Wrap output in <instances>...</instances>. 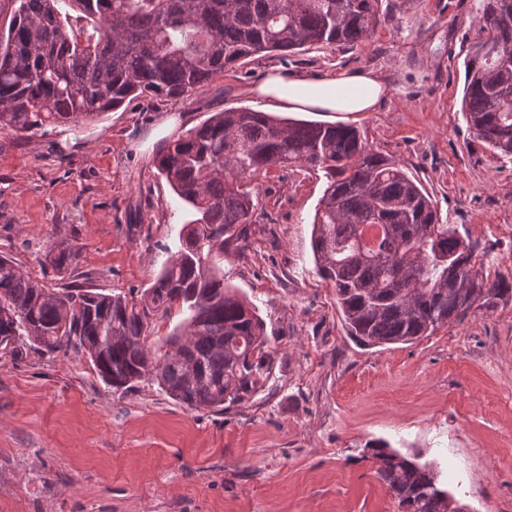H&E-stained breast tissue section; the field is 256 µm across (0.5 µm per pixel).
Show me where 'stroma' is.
Here are the masks:
<instances>
[{
    "label": "stroma",
    "mask_w": 512,
    "mask_h": 512,
    "mask_svg": "<svg viewBox=\"0 0 512 512\" xmlns=\"http://www.w3.org/2000/svg\"><path fill=\"white\" fill-rule=\"evenodd\" d=\"M480 2L415 0L354 47L258 56L191 96L137 99L77 127L0 129V255L53 290L140 292L185 221L155 168L165 144L212 113L264 110L250 90L270 70L364 69L388 88L377 111L303 120L357 128L468 234L480 272L512 274V161L461 112ZM252 185L255 222L223 269L265 324L266 389L190 410L149 377L114 390L73 353L0 354V512H399L375 474L376 443L431 464L470 512H512V297L415 343L365 346L315 272L324 178L275 166ZM61 243L78 256L59 271L45 254Z\"/></svg>",
    "instance_id": "obj_1"
}]
</instances>
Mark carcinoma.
<instances>
[{"mask_svg":"<svg viewBox=\"0 0 512 512\" xmlns=\"http://www.w3.org/2000/svg\"><path fill=\"white\" fill-rule=\"evenodd\" d=\"M0 30V128L27 135L76 125L138 98H177L260 54L354 47L413 0H13ZM464 63L462 112L495 154L512 159V0H483ZM274 165L321 172L311 249L336 290L350 336L407 344L512 295V278L475 270L473 245L442 222L430 194L349 126L286 121L250 108L216 112L160 153L156 168L189 207L179 247L136 297L70 285L57 292L0 256V349L88 358L130 389L151 374L190 410L224 411L267 387L273 360L253 304L224 283V249L247 237L251 180ZM377 236L368 241L364 227ZM72 246L51 248L57 270ZM183 321L151 350L148 330L173 308ZM400 512H449L437 474L373 449Z\"/></svg>","mask_w":512,"mask_h":512,"instance_id":"1","label":"carcinoma"}]
</instances>
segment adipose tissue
<instances>
[{"label": "adipose tissue", "instance_id": "adipose-tissue-1", "mask_svg": "<svg viewBox=\"0 0 512 512\" xmlns=\"http://www.w3.org/2000/svg\"><path fill=\"white\" fill-rule=\"evenodd\" d=\"M269 107L299 112H372L385 99V83L370 70L344 71L321 80L268 74L253 90Z\"/></svg>", "mask_w": 512, "mask_h": 512}]
</instances>
